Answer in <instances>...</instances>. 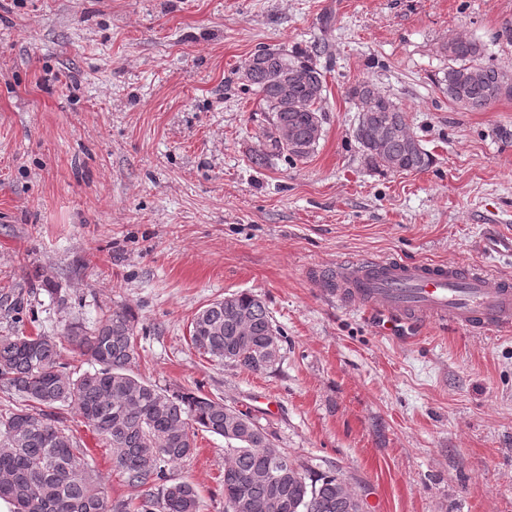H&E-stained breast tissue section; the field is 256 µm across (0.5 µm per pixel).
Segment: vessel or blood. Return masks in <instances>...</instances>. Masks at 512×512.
Segmentation results:
<instances>
[{
	"mask_svg": "<svg viewBox=\"0 0 512 512\" xmlns=\"http://www.w3.org/2000/svg\"><path fill=\"white\" fill-rule=\"evenodd\" d=\"M336 300L394 325L435 324L487 334L512 327V280L482 271L393 257L346 261L334 272Z\"/></svg>",
	"mask_w": 512,
	"mask_h": 512,
	"instance_id": "b4317fda",
	"label": "vessel or blood"
}]
</instances>
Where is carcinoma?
<instances>
[{
	"label": "carcinoma",
	"mask_w": 512,
	"mask_h": 512,
	"mask_svg": "<svg viewBox=\"0 0 512 512\" xmlns=\"http://www.w3.org/2000/svg\"><path fill=\"white\" fill-rule=\"evenodd\" d=\"M440 51L448 66L435 81L448 101L484 112L502 97V86L512 93L508 73L482 61L477 41L453 36ZM244 65L249 74L240 79L271 112L263 149L251 162L262 167L281 155L310 156L323 133V72L306 52L279 48H265L263 58L253 55ZM283 70L297 74L286 100L277 83ZM348 96L358 102L354 138L369 168L417 173L433 164L392 97L367 80L352 85ZM30 306L23 291L0 290L4 317L18 320ZM280 337L265 303L249 292L200 308L190 323V340L200 354L255 373L278 363L267 358V349ZM65 342L91 369L76 376L59 361ZM137 358L136 316L128 307L106 311L91 330L71 321L59 336L0 335V385L23 399L0 411V499L13 512H200L194 486L170 474L194 454L200 430L224 438V512H236L241 501L252 504L250 512H336V491L348 486L342 477H311L248 411L190 389L170 393L138 378L132 372ZM67 408L105 440L130 497L108 503L87 449L64 425ZM270 469L279 476L275 486L257 478Z\"/></svg>",
	"instance_id": "obj_1"
}]
</instances>
